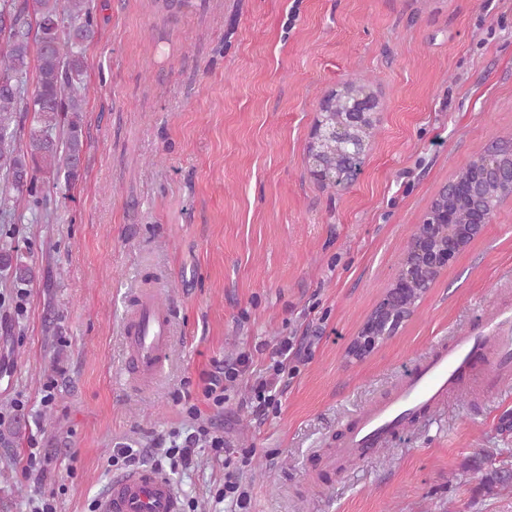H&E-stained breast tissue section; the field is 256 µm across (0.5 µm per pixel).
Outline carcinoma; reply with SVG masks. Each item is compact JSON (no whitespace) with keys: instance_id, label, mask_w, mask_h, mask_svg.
Instances as JSON below:
<instances>
[{"instance_id":"carcinoma-1","label":"carcinoma","mask_w":512,"mask_h":512,"mask_svg":"<svg viewBox=\"0 0 512 512\" xmlns=\"http://www.w3.org/2000/svg\"><path fill=\"white\" fill-rule=\"evenodd\" d=\"M97 23L90 0H0V213H10L22 200L31 211H48L52 204L45 182L38 173L52 171L54 184L72 185L81 176L87 150L83 126V105L87 86L86 48L94 40ZM36 62V86L26 94L25 85L31 62ZM365 93V86L349 81L330 93L328 108L318 123L331 127L343 117L342 101ZM30 126H25L28 113ZM314 152L328 168V181L336 186L343 181L336 175L352 179L361 158L349 152L343 142L324 137ZM512 166V142L500 140L465 167L456 177L471 183L481 178L484 163ZM512 196V185L502 182L487 188L484 204L495 212ZM450 208L454 216V235L462 244L470 242L467 234L471 210L468 203L453 204L437 196L430 211ZM10 287L22 289L36 278L27 256L15 244H0V274ZM432 272H422L405 288L388 291L387 301L376 313V320L363 341L354 342L346 357L355 360L374 341L396 323L408 309L415 308L425 293Z\"/></svg>"}]
</instances>
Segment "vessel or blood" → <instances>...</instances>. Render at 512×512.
Listing matches in <instances>:
<instances>
[{
    "instance_id": "obj_1",
    "label": "vessel or blood",
    "mask_w": 512,
    "mask_h": 512,
    "mask_svg": "<svg viewBox=\"0 0 512 512\" xmlns=\"http://www.w3.org/2000/svg\"><path fill=\"white\" fill-rule=\"evenodd\" d=\"M131 360L124 377L150 382L163 369L173 336V321L156 303L154 292H142L133 315L124 325ZM512 374V306L491 307L480 325L456 334L417 362L381 402L354 421L340 448L323 465L336 471L347 461L369 455L413 416L445 402L471 386L485 394L499 391L504 376ZM178 495L170 481L151 468L114 476L98 503V512H179Z\"/></svg>"
}]
</instances>
